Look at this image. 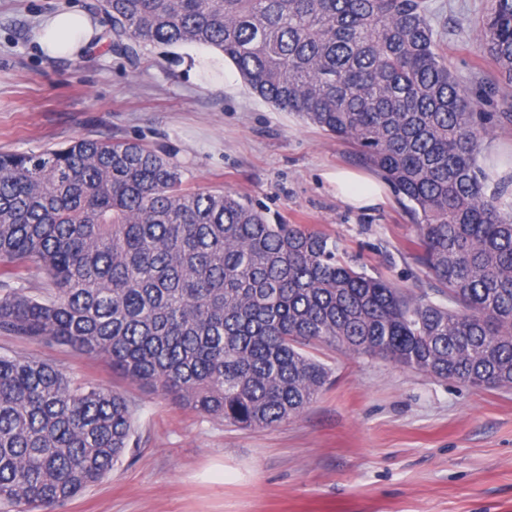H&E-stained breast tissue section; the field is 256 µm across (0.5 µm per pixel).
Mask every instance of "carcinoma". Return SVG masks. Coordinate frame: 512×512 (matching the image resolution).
<instances>
[{
  "label": "carcinoma",
  "mask_w": 512,
  "mask_h": 512,
  "mask_svg": "<svg viewBox=\"0 0 512 512\" xmlns=\"http://www.w3.org/2000/svg\"><path fill=\"white\" fill-rule=\"evenodd\" d=\"M112 48L219 50L246 88L329 135L406 199L418 262L448 304L369 274L344 245L270 224L229 191L191 190L169 153L77 139L0 153V333L102 358L242 429L299 416L331 383L310 349L512 388V193L483 164L512 112V0L472 24L501 82L448 68L428 0H95ZM135 404L51 363L0 355V504L57 512L138 445Z\"/></svg>",
  "instance_id": "obj_1"
}]
</instances>
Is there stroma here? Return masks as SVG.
<instances>
[{
    "label": "stroma",
    "instance_id": "35a3bbf8",
    "mask_svg": "<svg viewBox=\"0 0 512 512\" xmlns=\"http://www.w3.org/2000/svg\"><path fill=\"white\" fill-rule=\"evenodd\" d=\"M487 2L431 0L448 65L471 83L496 72L467 24ZM87 3L0 0V152L79 138L169 150L187 187L233 191L270 223L341 239L370 274L430 290L399 197L356 209L329 184L336 169L364 172L355 146L250 93L217 49L157 45L132 60L101 35L73 57L42 52L40 18ZM201 54L211 65L191 71ZM0 354L41 358L137 406L139 448L61 512H512V389L477 390L320 348L335 383L298 417L243 430L65 346L0 334ZM216 464L223 473H212Z\"/></svg>",
    "mask_w": 512,
    "mask_h": 512
}]
</instances>
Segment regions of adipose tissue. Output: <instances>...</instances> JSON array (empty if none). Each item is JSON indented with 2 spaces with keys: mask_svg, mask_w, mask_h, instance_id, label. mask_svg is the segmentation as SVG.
Wrapping results in <instances>:
<instances>
[{
  "mask_svg": "<svg viewBox=\"0 0 512 512\" xmlns=\"http://www.w3.org/2000/svg\"><path fill=\"white\" fill-rule=\"evenodd\" d=\"M95 34L93 20L79 11L62 10L41 18L35 39L40 47L52 55H74L86 46ZM336 193L348 205L363 209L384 200L382 183L349 170L331 174Z\"/></svg>",
  "mask_w": 512,
  "mask_h": 512,
  "instance_id": "1",
  "label": "adipose tissue"
}]
</instances>
